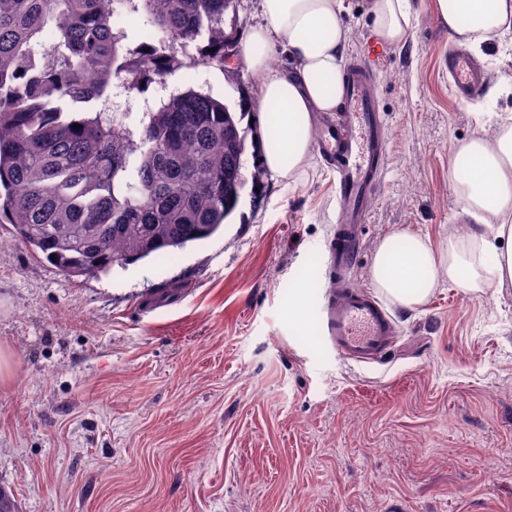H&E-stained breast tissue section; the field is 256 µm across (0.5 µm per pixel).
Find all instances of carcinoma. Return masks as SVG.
<instances>
[{"label":"carcinoma","instance_id":"1","mask_svg":"<svg viewBox=\"0 0 512 512\" xmlns=\"http://www.w3.org/2000/svg\"><path fill=\"white\" fill-rule=\"evenodd\" d=\"M236 0H0V223L63 274L167 260L235 210L256 129L209 90L169 89L196 46L224 70ZM142 27L113 32L112 18ZM95 70L90 84L84 73ZM154 88L135 124L95 109L118 80ZM177 112L185 126L176 128ZM79 124L76 130L73 125Z\"/></svg>","mask_w":512,"mask_h":512}]
</instances>
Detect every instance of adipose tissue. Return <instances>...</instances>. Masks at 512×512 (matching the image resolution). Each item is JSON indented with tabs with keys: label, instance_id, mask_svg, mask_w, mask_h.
<instances>
[{
	"label": "adipose tissue",
	"instance_id": "adipose-tissue-1",
	"mask_svg": "<svg viewBox=\"0 0 512 512\" xmlns=\"http://www.w3.org/2000/svg\"><path fill=\"white\" fill-rule=\"evenodd\" d=\"M263 21L243 44L247 67L260 75L264 131L262 162L280 179L300 173L312 151L311 115L339 109L342 60L348 39L343 0H261ZM434 14L451 36L473 46L512 33V0H434ZM372 30L384 44L406 41L413 19L410 0H368ZM294 62L292 72L271 64L276 51ZM463 210L476 221L468 235L478 253L456 243L435 250L417 234L382 241L371 269L374 288L401 306L427 299L441 278L472 291L512 286V123L493 140L462 143L455 159Z\"/></svg>",
	"mask_w": 512,
	"mask_h": 512
}]
</instances>
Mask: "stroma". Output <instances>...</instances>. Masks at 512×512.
<instances>
[{"instance_id": "1", "label": "stroma", "mask_w": 512, "mask_h": 512, "mask_svg": "<svg viewBox=\"0 0 512 512\" xmlns=\"http://www.w3.org/2000/svg\"><path fill=\"white\" fill-rule=\"evenodd\" d=\"M431 2L412 0L406 43L372 65L387 145L352 272L367 290L387 237L466 240L455 152L512 116V52L492 42L475 52L488 93L451 96ZM343 17L345 63L367 59L364 0ZM170 84L260 108L247 68ZM245 160L223 232L167 263L67 277L0 224V487L20 512H512V288L444 280L417 308L387 301L394 349L339 359L316 325L332 174L317 158L285 183Z\"/></svg>"}]
</instances>
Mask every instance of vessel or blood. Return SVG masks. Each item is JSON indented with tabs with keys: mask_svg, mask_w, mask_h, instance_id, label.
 <instances>
[{
	"mask_svg": "<svg viewBox=\"0 0 512 512\" xmlns=\"http://www.w3.org/2000/svg\"><path fill=\"white\" fill-rule=\"evenodd\" d=\"M453 96L462 103L486 93L480 63L459 48L445 61ZM314 148L336 175L338 215L328 245L330 286L317 316L329 351L350 363L366 364L391 351L396 335L392 314L351 273L361 249V229L377 194L386 154V129L365 63L349 67L338 112L315 119Z\"/></svg>",
	"mask_w": 512,
	"mask_h": 512,
	"instance_id": "1",
	"label": "vessel or blood"
}]
</instances>
